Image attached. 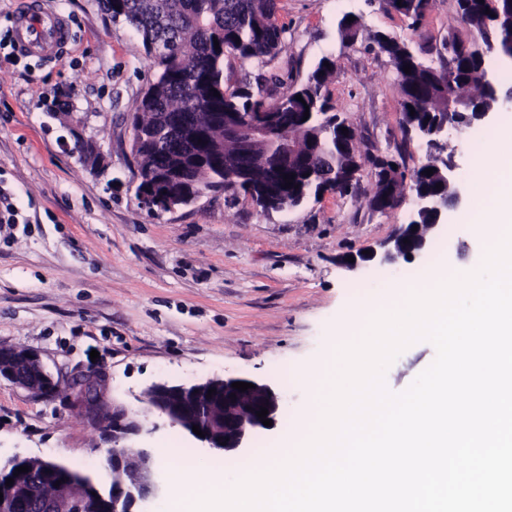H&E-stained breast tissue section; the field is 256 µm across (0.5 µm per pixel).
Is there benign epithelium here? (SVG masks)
Returning <instances> with one entry per match:
<instances>
[{"instance_id":"7a95c632","label":"benign epithelium","mask_w":512,"mask_h":512,"mask_svg":"<svg viewBox=\"0 0 512 512\" xmlns=\"http://www.w3.org/2000/svg\"><path fill=\"white\" fill-rule=\"evenodd\" d=\"M215 119L224 124V135L238 139L242 145V167L224 171L210 186L212 191L224 190V183L235 182L248 170L264 165V157L254 153L253 145L276 135L278 113L264 112L259 115L238 112L231 117L219 112ZM473 125L470 113L457 112L445 115L432 127L409 128L408 137L425 142L430 148L444 150L448 147V135L452 131L462 132ZM441 177L447 184L443 193L416 191L409 182L403 183L401 194L413 198V214L432 215L435 221L427 225V234H413V225H402L395 234L368 254L347 257L340 264L352 271L370 262L394 264L408 257L424 254L432 240L442 234L440 219L448 212V204H461L462 185L457 175V164L451 157L441 158ZM360 171L351 168L336 174H319L317 178L326 184L322 194H337L339 190L358 178ZM137 193L141 204L150 212L174 211L196 201L204 191H194L181 185L185 174L170 172L152 173L137 166ZM6 379L38 396L55 395L62 381L48 371L39 356L28 350H16L0 346V379ZM103 375L90 371L68 382L77 400L97 415L110 420L112 447L105 449V457L112 473L108 485L85 473H73L62 463L38 458L13 456L0 460V512H145V506L166 493L167 485L158 476V465L150 449L126 444V441L141 432V426L123 407L107 408L101 400ZM234 382L252 383L254 387L241 392L232 387ZM216 393L210 395L208 390ZM236 398H230V395ZM142 400L154 408L170 424L179 426L188 433L197 425L203 436L195 439L218 453L244 455L250 451L255 438L268 430L256 411L268 409L266 418L277 423L281 411V394L273 385L243 376L210 379L190 385H168L155 383L144 390ZM28 465V474L49 477L59 482L54 495L42 496L38 491L39 481L31 480L26 485L14 481L10 486L6 480L14 477L15 469Z\"/></svg>"}]
</instances>
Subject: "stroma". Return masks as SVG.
Instances as JSON below:
<instances>
[{"label":"stroma","instance_id":"obj_1","mask_svg":"<svg viewBox=\"0 0 512 512\" xmlns=\"http://www.w3.org/2000/svg\"><path fill=\"white\" fill-rule=\"evenodd\" d=\"M62 14L71 40L62 57L18 50L17 16L27 0H0V345L36 352L62 379L100 369L105 403L125 406L140 422L141 446L153 453L190 449L187 478L212 472L234 485L240 471L140 397L151 384H193L224 376L268 381L284 396L275 425L246 454L251 469L292 436L323 389L299 370L321 364L361 337L340 332L346 316L369 299L446 266H481L487 228L463 221L475 200L489 199L468 145L450 147L466 200L449 211L439 247L396 267L349 271L340 257L376 245L408 223L403 197L377 211L369 199L374 170L364 164L358 189L301 207L264 213L244 194L208 192L174 211L151 212L137 196L128 115L153 80L154 59L127 25L110 22L99 0H40ZM285 45L267 66L232 61L229 84L275 75L283 93L325 56L336 61L326 93L356 127L361 148L395 157L407 169L428 155L400 126V95L386 57L369 34L384 32L436 61L444 38L465 45L480 35L461 23L454 0H433L420 25L383 0H279ZM360 16L365 31L342 41L338 22ZM92 142L98 165L82 159L75 138ZM98 358H91V351ZM430 342L405 348L384 374L387 389L405 391L434 360ZM101 424L69 389L39 398L0 380V457L22 455L106 477Z\"/></svg>","mask_w":512,"mask_h":512}]
</instances>
